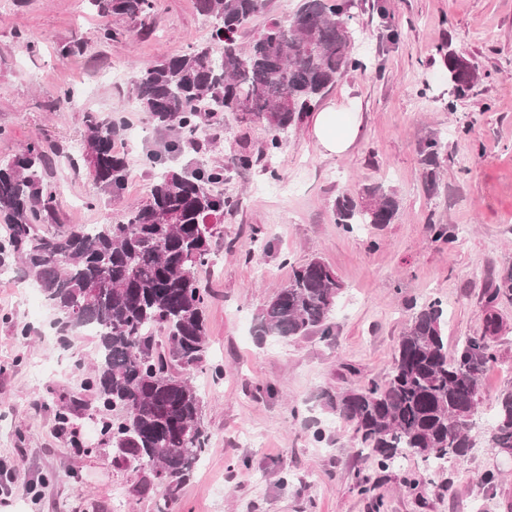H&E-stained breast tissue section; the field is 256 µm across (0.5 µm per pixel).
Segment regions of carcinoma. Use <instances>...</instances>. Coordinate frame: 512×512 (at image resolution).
<instances>
[{
	"label": "carcinoma",
	"mask_w": 512,
	"mask_h": 512,
	"mask_svg": "<svg viewBox=\"0 0 512 512\" xmlns=\"http://www.w3.org/2000/svg\"><path fill=\"white\" fill-rule=\"evenodd\" d=\"M98 13L146 21L154 0H87ZM199 11L217 20L213 37L223 43L159 60L140 69L129 93L136 109L173 132L169 148L198 131L202 115L234 112L241 121H260L268 137L261 154L273 156L288 132L350 72L366 69L355 55L349 25L353 0H300L291 17L269 19L246 45L239 36L266 8V0H197ZM88 43L58 46L61 58L84 53ZM448 74V111L478 77L465 56L438 48ZM87 136L81 161L103 191L119 195L127 163L113 140L123 126L86 113ZM445 144L425 140L420 161L429 188ZM60 149L33 140L9 160L0 161V270L30 281L62 320L80 330L92 327L95 357L86 378L112 418L99 421L118 458L147 471L142 489H159L175 499L206 451L203 401L189 373L207 350L205 295L199 270L210 259L208 219L224 210L212 188L224 183L225 167L214 164L192 174L161 171L148 200L129 210L122 224H83L52 234L42 226L55 220L56 190L47 180L51 155ZM400 204L395 191L364 186L343 193L333 205L334 221L346 230L355 224H390ZM340 293L333 270L315 258L291 267L287 286L262 311L259 335H334L332 312ZM512 295L505 275L487 297L492 308ZM444 312L436 298L414 306L400 337L388 377L358 389L326 391V405L354 425L360 447L386 471L407 457L434 472L451 458L474 448L471 432L481 400L480 377L498 361L491 334L462 341L448 357ZM166 332L157 348L154 332ZM489 447L512 450V389L497 398ZM162 482H155V474Z\"/></svg>",
	"instance_id": "1"
}]
</instances>
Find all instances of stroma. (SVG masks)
Here are the masks:
<instances>
[{"mask_svg": "<svg viewBox=\"0 0 512 512\" xmlns=\"http://www.w3.org/2000/svg\"><path fill=\"white\" fill-rule=\"evenodd\" d=\"M370 2L355 0L349 20L368 68L344 76L321 102L359 113L360 137L346 153L324 155L310 113L267 157L263 125L229 112L180 152H164L169 133L131 106L128 86L141 67L210 45L215 20L195 0H156L143 27L104 20L87 0H0V160L34 137L63 149L49 170L59 224L125 220L130 205L148 200L159 169L225 162L244 147L258 156L250 169H228L218 188L224 213L199 271L208 348L192 375L208 443L178 500L139 491L141 472L115 464L98 426L106 411L84 388L93 339L80 338L77 363L65 360L49 326L54 311L17 278L0 283V512H375L373 496L355 487L359 475L382 497V512H512V465L487 444L497 397L512 388V300L495 308L500 358L481 377L475 446L439 473L413 460L380 470L323 400L385 381L413 303L441 300L449 349L482 334L486 297L512 268V0H384L383 18ZM107 22L127 30L122 43L97 41ZM76 37L87 50L62 59L58 45ZM444 44L479 68L453 111L439 97ZM66 89L74 104L58 103ZM89 112L125 125L115 141L128 169L120 196L68 162L80 153ZM432 135L446 154L429 191L419 149ZM374 184L396 191L395 221L350 232L335 224L336 196ZM434 224L447 226L454 243L434 240ZM314 258L343 288L331 339L260 337L262 309L293 266ZM69 402L62 430L56 411ZM491 470L501 474L493 488L483 482ZM410 474L418 488L404 485Z\"/></svg>", "mask_w": 512, "mask_h": 512, "instance_id": "stroma-1", "label": "stroma"}]
</instances>
